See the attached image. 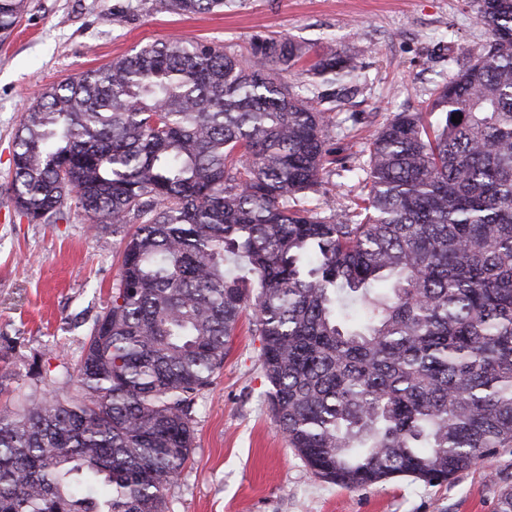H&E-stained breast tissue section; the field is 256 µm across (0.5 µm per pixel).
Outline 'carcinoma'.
Instances as JSON below:
<instances>
[{"label": "carcinoma", "mask_w": 512, "mask_h": 512, "mask_svg": "<svg viewBox=\"0 0 512 512\" xmlns=\"http://www.w3.org/2000/svg\"><path fill=\"white\" fill-rule=\"evenodd\" d=\"M477 3L492 39L451 59L435 126L379 128L351 211L309 206L343 164L321 105L359 79L348 55L169 40L37 93L15 210L54 223L71 198L91 230L134 231L79 358L33 363V392L0 406V512H168L248 308L274 422L315 477L441 485L512 447V0ZM26 4L0 0V39ZM298 66L306 96L281 79Z\"/></svg>", "instance_id": "cac0c4a2"}]
</instances>
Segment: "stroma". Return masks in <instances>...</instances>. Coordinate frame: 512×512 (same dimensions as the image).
Segmentation results:
<instances>
[{"label":"stroma","instance_id":"35a3bbf8","mask_svg":"<svg viewBox=\"0 0 512 512\" xmlns=\"http://www.w3.org/2000/svg\"><path fill=\"white\" fill-rule=\"evenodd\" d=\"M158 2L29 0L0 42V354L19 373L20 394L30 390L35 360L79 357L108 303L122 249L111 225L90 231L74 202L54 224L14 210L12 142L38 91L156 41L214 42L240 54L255 34L283 35L358 62V89L336 101L326 134L359 167L387 119L423 112L452 77L449 52L492 36L476 0H235L223 12L195 15ZM251 319L243 314L223 368L197 399L194 448L167 492L169 512H497L493 475L512 476V448L443 485L402 476L349 490L315 478L273 421Z\"/></svg>","mask_w":512,"mask_h":512}]
</instances>
